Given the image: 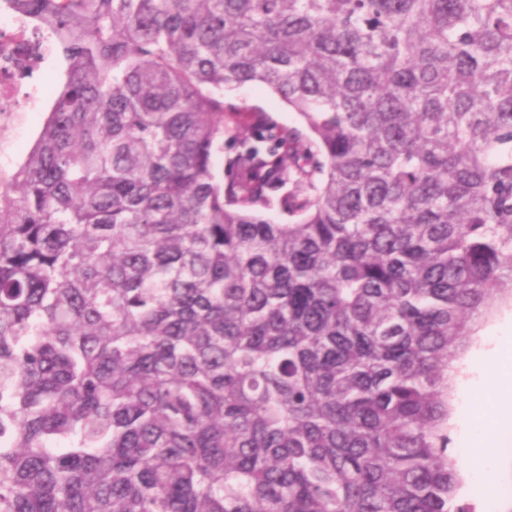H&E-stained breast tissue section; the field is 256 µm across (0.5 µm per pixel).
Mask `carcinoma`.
<instances>
[{
  "label": "carcinoma",
  "mask_w": 512,
  "mask_h": 512,
  "mask_svg": "<svg viewBox=\"0 0 512 512\" xmlns=\"http://www.w3.org/2000/svg\"><path fill=\"white\" fill-rule=\"evenodd\" d=\"M0 8L58 68L0 185V512H473L448 371L512 296V0ZM233 95L249 106H255L268 112L277 122L286 125H296L298 122L293 112L280 98L262 84H251L234 92Z\"/></svg>",
  "instance_id": "cac0c4a2"
}]
</instances>
